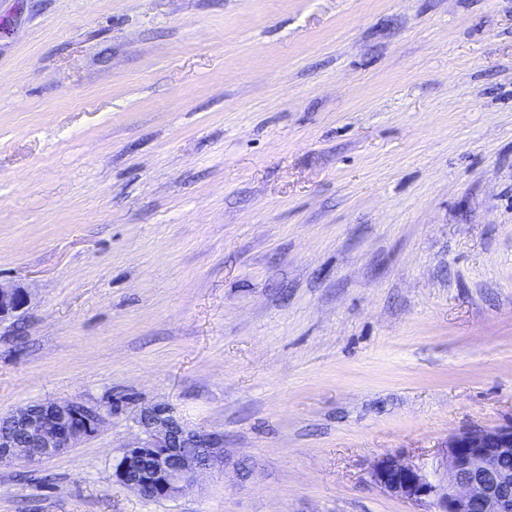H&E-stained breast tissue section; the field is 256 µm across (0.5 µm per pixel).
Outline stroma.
Returning <instances> with one entry per match:
<instances>
[{
  "instance_id": "stroma-1",
  "label": "stroma",
  "mask_w": 512,
  "mask_h": 512,
  "mask_svg": "<svg viewBox=\"0 0 512 512\" xmlns=\"http://www.w3.org/2000/svg\"><path fill=\"white\" fill-rule=\"evenodd\" d=\"M0 283V415L112 409L0 512H414L374 462L512 420V0H0ZM28 306V296L23 288L0 283V320L23 312ZM133 423L135 437L112 476L142 498H175L198 476L224 467L223 434L188 428L167 405L140 407Z\"/></svg>"
}]
</instances>
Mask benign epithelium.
<instances>
[{
    "mask_svg": "<svg viewBox=\"0 0 512 512\" xmlns=\"http://www.w3.org/2000/svg\"><path fill=\"white\" fill-rule=\"evenodd\" d=\"M28 306L24 289L0 283V320ZM109 410L79 398L28 404L0 417V462L29 464L51 459L99 432ZM135 437L113 466L112 476L140 497L171 499L196 478L224 467V435L187 427L167 405L139 408ZM512 422L494 428L458 430L440 449V467L429 476L398 455L372 466V483L383 493L427 512H512Z\"/></svg>",
    "mask_w": 512,
    "mask_h": 512,
    "instance_id": "7a95c632",
    "label": "benign epithelium"
}]
</instances>
